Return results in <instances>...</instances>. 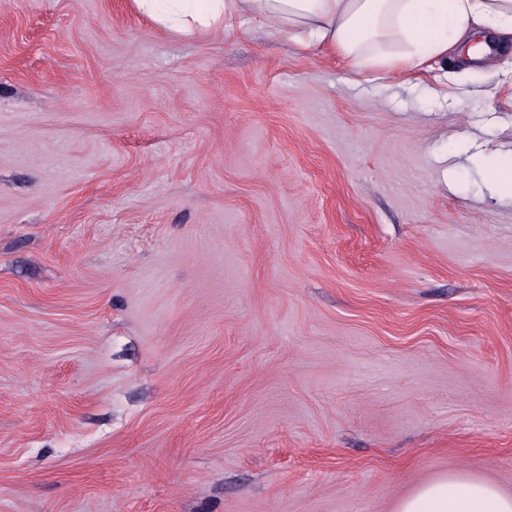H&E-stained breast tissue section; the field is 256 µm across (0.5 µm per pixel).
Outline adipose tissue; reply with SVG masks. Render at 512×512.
<instances>
[{"label": "adipose tissue", "instance_id": "ef3b65f1", "mask_svg": "<svg viewBox=\"0 0 512 512\" xmlns=\"http://www.w3.org/2000/svg\"><path fill=\"white\" fill-rule=\"evenodd\" d=\"M164 28L190 33L262 20L269 34L302 50L339 53L355 74L401 73L469 41L485 59L491 38L512 36V0H132ZM396 512H512V496L491 483L450 476L422 486Z\"/></svg>", "mask_w": 512, "mask_h": 512}]
</instances>
